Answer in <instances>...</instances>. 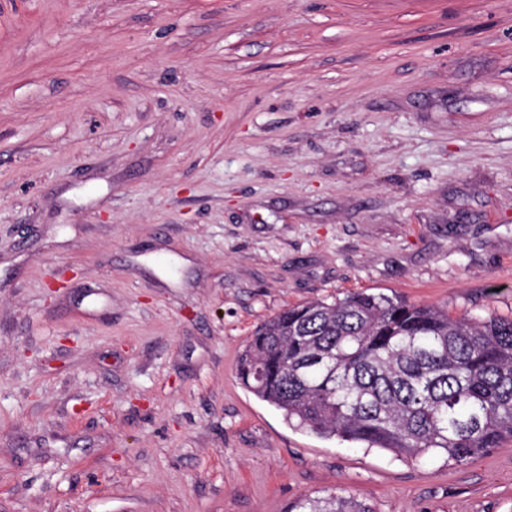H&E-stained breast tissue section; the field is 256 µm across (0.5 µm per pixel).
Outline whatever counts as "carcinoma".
<instances>
[{
	"instance_id": "carcinoma-1",
	"label": "carcinoma",
	"mask_w": 512,
	"mask_h": 512,
	"mask_svg": "<svg viewBox=\"0 0 512 512\" xmlns=\"http://www.w3.org/2000/svg\"><path fill=\"white\" fill-rule=\"evenodd\" d=\"M239 378L292 425L415 460L465 464L512 439V317L355 291L257 325ZM287 512L374 510L329 493Z\"/></svg>"
}]
</instances>
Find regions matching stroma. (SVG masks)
<instances>
[{
  "label": "stroma",
  "instance_id": "obj_1",
  "mask_svg": "<svg viewBox=\"0 0 512 512\" xmlns=\"http://www.w3.org/2000/svg\"><path fill=\"white\" fill-rule=\"evenodd\" d=\"M356 290L512 316V0H0V512H512L241 384ZM287 512H374L372 506L353 495L329 493L303 496L291 504Z\"/></svg>",
  "mask_w": 512,
  "mask_h": 512
}]
</instances>
